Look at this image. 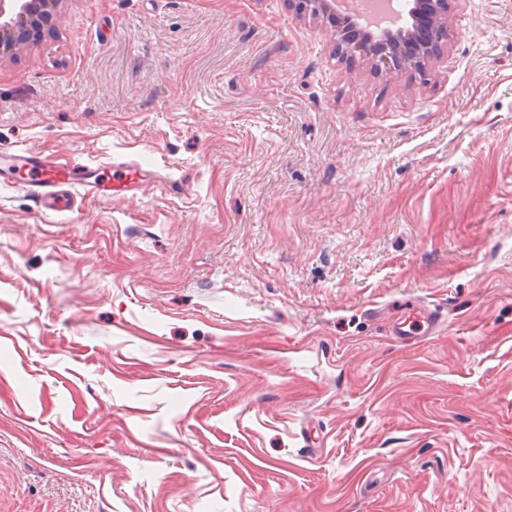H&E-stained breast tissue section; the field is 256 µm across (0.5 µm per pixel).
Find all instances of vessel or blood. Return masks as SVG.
Returning a JSON list of instances; mask_svg holds the SVG:
<instances>
[{
  "label": "vessel or blood",
  "mask_w": 512,
  "mask_h": 512,
  "mask_svg": "<svg viewBox=\"0 0 512 512\" xmlns=\"http://www.w3.org/2000/svg\"><path fill=\"white\" fill-rule=\"evenodd\" d=\"M151 177V170L131 162L101 167L69 165L25 151L0 154V179L20 183L43 212L55 215L70 212L78 193L109 197L139 188ZM438 321L436 312L411 308L394 323L392 332L426 335L436 331Z\"/></svg>",
  "instance_id": "vessel-or-blood-1"
}]
</instances>
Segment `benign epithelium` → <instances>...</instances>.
Returning a JSON list of instances; mask_svg holds the SVG:
<instances>
[{
	"label": "benign epithelium",
	"instance_id": "1",
	"mask_svg": "<svg viewBox=\"0 0 512 512\" xmlns=\"http://www.w3.org/2000/svg\"><path fill=\"white\" fill-rule=\"evenodd\" d=\"M59 0H0V59L13 56L34 29L50 26ZM303 13L336 26V49L359 51L389 74L441 57L448 32V0H408V26L372 31L349 0H297Z\"/></svg>",
	"mask_w": 512,
	"mask_h": 512
}]
</instances>
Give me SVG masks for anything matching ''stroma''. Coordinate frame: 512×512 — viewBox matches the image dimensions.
Instances as JSON below:
<instances>
[{
  "mask_svg": "<svg viewBox=\"0 0 512 512\" xmlns=\"http://www.w3.org/2000/svg\"><path fill=\"white\" fill-rule=\"evenodd\" d=\"M22 148L156 180L0 184V512H512V0L394 74L289 0H61ZM438 321L435 311L411 308L394 323L392 332L395 336L432 334L437 330Z\"/></svg>",
  "mask_w": 512,
  "mask_h": 512,
  "instance_id": "1",
  "label": "stroma"
}]
</instances>
